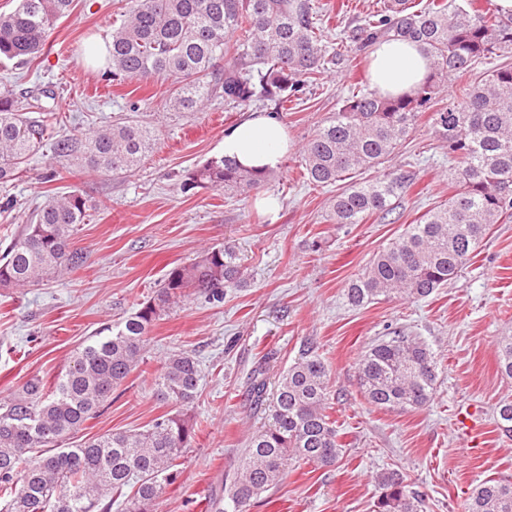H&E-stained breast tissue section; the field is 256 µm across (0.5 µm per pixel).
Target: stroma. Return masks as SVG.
Returning a JSON list of instances; mask_svg holds the SVG:
<instances>
[{
	"mask_svg": "<svg viewBox=\"0 0 512 512\" xmlns=\"http://www.w3.org/2000/svg\"><path fill=\"white\" fill-rule=\"evenodd\" d=\"M315 3L334 58L321 80L278 114L290 149L267 191L281 204L274 216L259 211L251 195L184 189L187 170L220 155L225 130L247 110L219 97L200 112H173L165 108L169 84L112 80L93 49L108 40L122 0H74L46 53L0 65V92L40 103L32 117L44 120L51 135L139 120L156 138L154 150L121 174L74 166L54 176L44 150L29 159L21 178L0 184V251L46 198L77 189L94 205L75 236L87 254L81 269L28 288H0V402L31 379L54 382L91 336L156 295L169 270L202 251L235 244L245 268V283L223 301L186 292L156 322L139 367L66 441L75 448L104 433L147 429L173 409L154 387L165 358L174 350L193 354L201 395L186 414L198 431L158 512H203L204 496L233 475L265 422L247 397L253 370L273 353L266 373L276 382L309 342L330 369L331 415L345 451L330 467L292 466L249 512H373L376 477L389 470L421 492L426 512H464L476 485L512 480V439L493 417L499 401L512 399V379L497 368V342L512 335V220L492 225L460 278L429 297L360 309L347 304L348 280L407 225L445 203L453 187L448 146L422 119L394 159L417 179L399 198L393 220L375 213L342 229L324 222L337 189L302 178L301 150L356 90L366 59L350 35L388 0ZM399 327L440 361L436 392L420 409L376 408L359 388V355Z\"/></svg>",
	"mask_w": 512,
	"mask_h": 512,
	"instance_id": "stroma-1",
	"label": "stroma"
}]
</instances>
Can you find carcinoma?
<instances>
[{
    "instance_id": "obj_1",
    "label": "carcinoma",
    "mask_w": 512,
    "mask_h": 512,
    "mask_svg": "<svg viewBox=\"0 0 512 512\" xmlns=\"http://www.w3.org/2000/svg\"><path fill=\"white\" fill-rule=\"evenodd\" d=\"M393 0L377 18L356 30L367 49L389 38L418 42L430 55V71L410 95L385 97L370 88L347 97L338 112L306 142L302 173L310 183H342L326 213L331 224H360L370 214L388 216L411 181L390 165L398 146L424 112L448 144L454 193L377 252L344 289L353 307L380 298L423 299L456 280L490 226L512 219V64L486 71L477 65L512 53V19L475 0H430L409 10ZM73 0H19L0 13V64L32 61L48 45ZM128 10L112 26L108 66L112 80L171 81L175 110L198 112L222 94L224 102L247 106L293 102L320 79L328 50L314 22L312 0H127ZM456 94L443 103V90ZM43 121L32 120L11 94L0 93V184L19 178L29 157L47 141ZM154 149L137 123L106 126L91 135H62L51 159L76 161L112 173L140 163ZM383 170L373 180L363 174ZM271 182V174L248 170L224 156L185 175L188 189L211 187L249 194ZM93 208L77 189L43 203L34 221L0 254V288H26L81 268L86 253L73 245L76 226ZM244 268L235 245L205 251L176 267L156 297L78 350L52 386L40 379L0 405V512H157L167 486L181 474L179 460L196 431L181 411L157 417L144 431L111 432L77 448L60 444L94 418L144 358L152 327L188 289L220 301L239 287ZM438 361L423 342L395 330L366 347L358 380L367 401L379 409L427 406L437 385ZM498 368L512 378V336L498 341ZM201 380L198 362L186 351L168 355L155 378L162 399L180 407L194 403ZM263 368L248 389L266 421L253 435L224 495L234 512H249L268 489L283 482L293 463L331 466L343 453L336 421L326 413L330 372L309 344L277 380L272 397ZM495 422L512 438V400L495 408ZM375 512H424L425 499L397 471L380 473ZM465 512H512V482L488 480L467 499Z\"/></svg>"
}]
</instances>
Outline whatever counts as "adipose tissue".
<instances>
[{
  "label": "adipose tissue",
  "mask_w": 512,
  "mask_h": 512,
  "mask_svg": "<svg viewBox=\"0 0 512 512\" xmlns=\"http://www.w3.org/2000/svg\"><path fill=\"white\" fill-rule=\"evenodd\" d=\"M429 64L430 57L423 45L383 41L371 53L370 83L386 96L409 94L422 82ZM289 148L285 125L259 112L250 113L224 134V156L248 169H279Z\"/></svg>",
  "instance_id": "obj_1"
}]
</instances>
